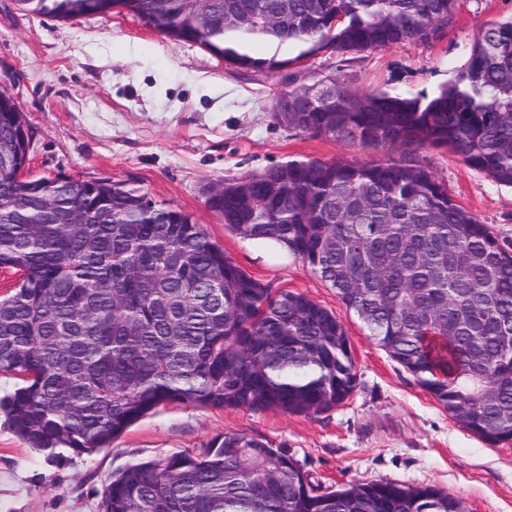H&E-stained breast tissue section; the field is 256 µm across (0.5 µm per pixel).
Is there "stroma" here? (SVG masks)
<instances>
[{
  "label": "stroma",
  "instance_id": "1",
  "mask_svg": "<svg viewBox=\"0 0 512 512\" xmlns=\"http://www.w3.org/2000/svg\"><path fill=\"white\" fill-rule=\"evenodd\" d=\"M512 15V0H458L455 22L429 44L301 56L294 42L254 41L256 57L288 66L242 73L198 44L179 42L124 11L76 20L37 17L0 0V86L34 137L33 176L109 179L180 209L246 273L333 312L350 339L357 387L322 412H254L190 404L159 407L112 446L47 460L0 412V512H97L103 486L125 465L198 453L215 436L260 437L297 461L324 490L352 484H431L467 512H512V443L467 430L368 336L357 316L301 260L273 243L227 230L205 188L286 160L365 161L377 150L280 124L277 94L336 78L357 92L432 96L467 61L479 30ZM419 156L449 195L512 248V188L496 185L443 147Z\"/></svg>",
  "mask_w": 512,
  "mask_h": 512
}]
</instances>
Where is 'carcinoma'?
<instances>
[{
    "label": "carcinoma",
    "mask_w": 512,
    "mask_h": 512,
    "mask_svg": "<svg viewBox=\"0 0 512 512\" xmlns=\"http://www.w3.org/2000/svg\"><path fill=\"white\" fill-rule=\"evenodd\" d=\"M38 16L115 8L237 69L281 61L253 39L337 54L429 43L457 0H17ZM290 128L386 159L288 160L210 187L230 231L301 259L369 337L467 429L512 442V251L458 205L417 150L446 147L512 188V16L483 27L429 99L338 79L288 92ZM0 88V399L10 430L54 459L92 455L169 403L320 412L357 386L349 338L308 297L249 276L191 215L108 179H14L30 135ZM98 512H457L434 485L323 491L272 443L227 433L196 455L129 464Z\"/></svg>",
    "instance_id": "1"
}]
</instances>
